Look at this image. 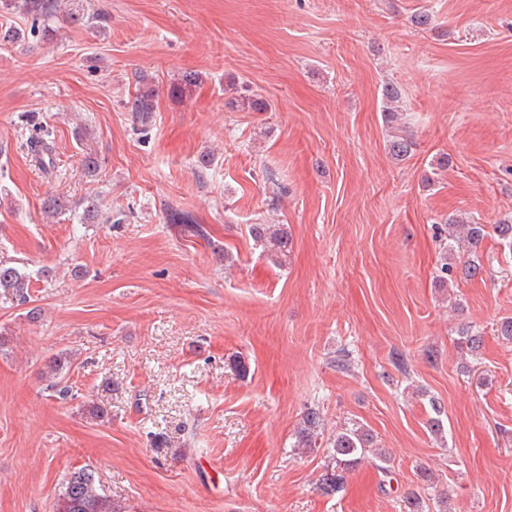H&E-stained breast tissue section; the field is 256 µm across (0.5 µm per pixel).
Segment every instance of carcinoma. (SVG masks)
Listing matches in <instances>:
<instances>
[{
    "label": "carcinoma",
    "instance_id": "cac0c4a2",
    "mask_svg": "<svg viewBox=\"0 0 512 512\" xmlns=\"http://www.w3.org/2000/svg\"><path fill=\"white\" fill-rule=\"evenodd\" d=\"M13 8L31 16V33L42 30L44 36L53 34L51 22L65 14V19L79 24H93L98 32L106 30L107 18L101 13L91 11L88 0H10ZM382 115L385 124L393 126L399 119L400 89L387 83L381 90ZM156 109L155 94L148 85H143L136 93L131 111L135 112L134 122L142 131H147ZM416 143L408 131L391 135L387 149L390 157L401 162L414 150ZM32 159L45 173L51 174L55 169L53 150L45 139L33 142ZM82 209V222L90 224L110 223L112 218L104 217L98 204L92 198L71 203L64 198H50L43 203V212L48 218H56L68 211ZM448 236L443 242V257L434 268V280L438 287L446 288L449 282L458 278L471 280L484 271L480 251L489 237L512 252V215L494 224H479L462 218H448L446 222ZM249 235L256 245L262 248L265 256L275 264H282L291 250L292 242L288 229L282 224H251ZM466 254L465 260L453 265L448 262V255L453 252ZM32 277L22 271L14 263L0 261V290L27 304L30 302L29 288ZM459 348L471 356L479 354L483 339L474 326L467 322L459 324L456 330ZM70 359L58 355L48 366L46 390L61 399L69 397L70 389L61 384L60 375ZM431 409L427 420V430L440 442L446 440V430L442 416L444 410L440 402L429 400ZM322 437V419L315 408L307 409L300 426L295 433L293 447L311 450L318 447V439ZM332 464L321 474L317 489L325 495H334L344 489L346 476L368 458L375 460L377 471L386 477L389 474V457L379 448L373 431L364 424L353 423L336 429V433L328 438ZM55 512H127L125 507L114 502L102 488L95 472L80 468L70 474L59 495Z\"/></svg>",
    "mask_w": 512,
    "mask_h": 512
}]
</instances>
